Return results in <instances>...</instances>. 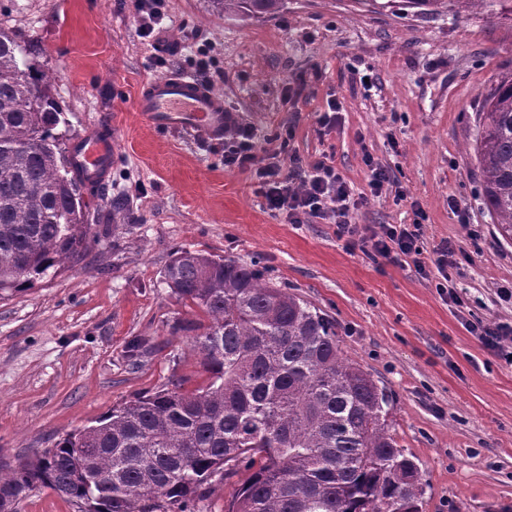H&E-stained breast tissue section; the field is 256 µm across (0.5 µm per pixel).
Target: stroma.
<instances>
[{
  "label": "stroma",
  "instance_id": "35a3bbf8",
  "mask_svg": "<svg viewBox=\"0 0 512 512\" xmlns=\"http://www.w3.org/2000/svg\"><path fill=\"white\" fill-rule=\"evenodd\" d=\"M163 36L178 55L160 66L134 0H0V22L31 43L59 133L111 137L117 160L104 188L128 203V224L95 227L81 261L19 292L0 295V462L92 425L131 397L207 375L180 328L193 309L163 272L173 251L261 259L274 283L336 321L343 357L393 394L400 448L425 485L421 512H512V363L467 329L512 325V242L480 200L473 150L497 83L512 77V19L491 12L434 18L378 11L364 0H288L281 13L246 21L213 13L209 0H165ZM211 50V86L251 124L258 158L276 137L304 161L330 156L354 188H367L364 155L392 182L354 211L363 226L422 225L426 251L442 241L467 258L449 269L455 306L412 261L347 248L335 225L288 224L271 213L253 171L224 165V144L189 129L151 126L136 110L148 79L196 74ZM304 78L298 104L285 84ZM342 104L331 132L317 118ZM468 223H460L458 212ZM151 340L140 364L134 337Z\"/></svg>",
  "mask_w": 512,
  "mask_h": 512
}]
</instances>
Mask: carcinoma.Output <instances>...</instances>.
Instances as JSON below:
<instances>
[{
  "label": "carcinoma",
  "instance_id": "obj_1",
  "mask_svg": "<svg viewBox=\"0 0 512 512\" xmlns=\"http://www.w3.org/2000/svg\"><path fill=\"white\" fill-rule=\"evenodd\" d=\"M219 14L268 17L286 0H210ZM420 16L473 11L512 16V0H402ZM31 47L0 27V292L22 290L82 259L96 241L78 146L53 133L60 105L45 76L20 65ZM482 203L512 240V78L485 100L475 146ZM169 288L207 323L188 320L208 374L139 394L7 470L0 512H17L38 488L86 512H200L212 479L245 474L227 512H420L418 464L389 423L393 395L344 359L336 321L270 282L259 260L180 249L164 269ZM149 349L131 340L138 364Z\"/></svg>",
  "mask_w": 512,
  "mask_h": 512
}]
</instances>
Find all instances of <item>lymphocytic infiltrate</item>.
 Wrapping results in <instances>:
<instances>
[{"mask_svg": "<svg viewBox=\"0 0 512 512\" xmlns=\"http://www.w3.org/2000/svg\"><path fill=\"white\" fill-rule=\"evenodd\" d=\"M287 148V142H280L271 150L270 162L259 164L253 128L237 121L224 125L225 166L255 169L259 190L270 211L291 224H302L312 217L331 221L336 226L337 238L345 240L347 246L371 248L375 256L385 259L410 258L423 277L436 280L438 288L446 290L450 300L462 304V297L448 288V270L457 264L453 244L445 242L434 252L425 251L421 226L417 223L381 224L371 229L353 224L354 210L369 197L380 196L389 185L390 173L385 166L365 157L368 189L358 194L327 158L307 163L295 157L289 166H282L279 158Z\"/></svg>", "mask_w": 512, "mask_h": 512, "instance_id": "f902f5d3", "label": "lymphocytic infiltrate"}]
</instances>
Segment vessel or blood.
Masks as SVG:
<instances>
[{"instance_id":"vessel-or-blood-1","label":"vessel or blood","mask_w":512,"mask_h":512,"mask_svg":"<svg viewBox=\"0 0 512 512\" xmlns=\"http://www.w3.org/2000/svg\"><path fill=\"white\" fill-rule=\"evenodd\" d=\"M136 105L150 124L191 129L214 140L224 136V100L194 76L173 73L150 80ZM115 159L111 138L99 133H90L79 147V163L98 177H106Z\"/></svg>"}]
</instances>
